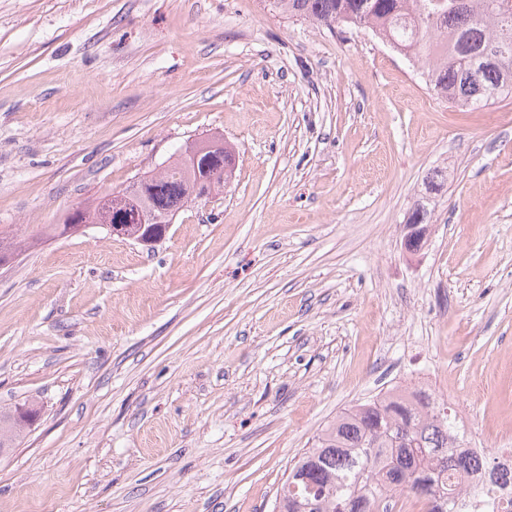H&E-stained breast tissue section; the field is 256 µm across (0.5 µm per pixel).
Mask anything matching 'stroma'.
<instances>
[{
	"label": "stroma",
	"instance_id": "obj_1",
	"mask_svg": "<svg viewBox=\"0 0 512 512\" xmlns=\"http://www.w3.org/2000/svg\"><path fill=\"white\" fill-rule=\"evenodd\" d=\"M203 136L233 178L161 240L45 236ZM1 231L30 247L0 269V409L39 417L0 512H277L322 429L419 368L477 447L512 448V99H438L371 30L0 0Z\"/></svg>",
	"mask_w": 512,
	"mask_h": 512
}]
</instances>
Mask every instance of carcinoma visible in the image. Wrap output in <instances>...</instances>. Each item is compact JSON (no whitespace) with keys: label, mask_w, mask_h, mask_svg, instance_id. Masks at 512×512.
Here are the masks:
<instances>
[{"label":"carcinoma","mask_w":512,"mask_h":512,"mask_svg":"<svg viewBox=\"0 0 512 512\" xmlns=\"http://www.w3.org/2000/svg\"><path fill=\"white\" fill-rule=\"evenodd\" d=\"M281 13L327 26L369 28L391 47L424 62L433 93L461 107H484L512 98V0H273ZM449 32L450 51L434 53L433 43ZM232 148L216 140L203 149L198 165L177 158L139 178L134 194L152 218L135 223L157 241L176 213L202 194L224 189L232 178ZM125 199L112 191L96 205L79 209L82 224H115ZM425 213L416 209L406 247L424 237ZM447 402L425 390L410 400L390 392L341 415L295 462L279 491V512H382L377 487L416 499L423 512H453L441 499L437 475L459 478L472 470L490 482L512 484L497 454L458 452L464 431L446 415ZM20 431L0 411V449Z\"/></svg>","instance_id":"cac0c4a2"}]
</instances>
